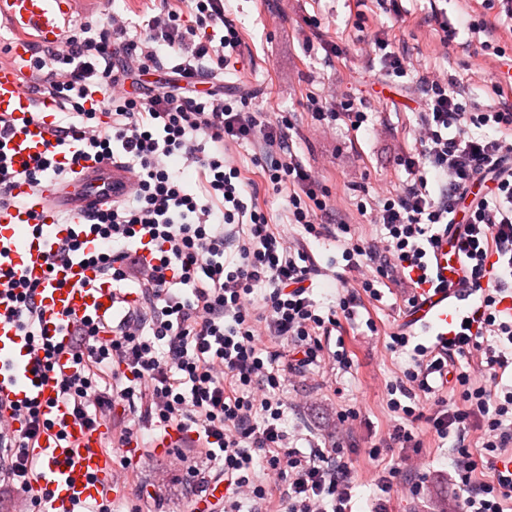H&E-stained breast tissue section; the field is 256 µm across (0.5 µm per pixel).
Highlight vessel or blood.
Masks as SVG:
<instances>
[{
  "label": "vessel or blood",
  "mask_w": 512,
  "mask_h": 512,
  "mask_svg": "<svg viewBox=\"0 0 512 512\" xmlns=\"http://www.w3.org/2000/svg\"><path fill=\"white\" fill-rule=\"evenodd\" d=\"M90 0H0V22L26 32L34 39H20L10 52V59L0 63V114H9L15 135L8 147L16 169H23L34 155L51 149L55 140L50 125L33 120L40 107L36 96L23 80L25 60L31 42L44 46L58 44L69 28L74 12L85 10ZM131 178L123 168L112 164L86 162L72 179L48 176L39 189L18 185L14 193L32 199L38 209L53 221L36 234L26 233V209L11 208L0 212V265L14 268L39 284L38 302L42 308L40 330L55 344L69 341L62 326L66 318L91 314L104 326H111L117 306L110 286L99 284L94 271L75 258L48 270L46 259L59 239L68 234L69 224L79 222L84 213L103 203L126 197ZM68 216V224L57 223V216ZM432 285L419 290L418 306L407 318V327L431 336L448 337L461 318L465 302L459 290L464 265L447 230H440L438 245L431 255ZM8 362L0 371V414L10 415L11 405L39 395L43 418L67 427L70 447H59L53 432L42 433L34 451L39 486L56 492L54 512H68L72 499L89 501L99 498L106 486L112 462L98 454L101 431H91L76 422L68 406L55 398L53 378L33 373L27 341L16 326L0 322V361Z\"/></svg>",
  "instance_id": "1"
}]
</instances>
